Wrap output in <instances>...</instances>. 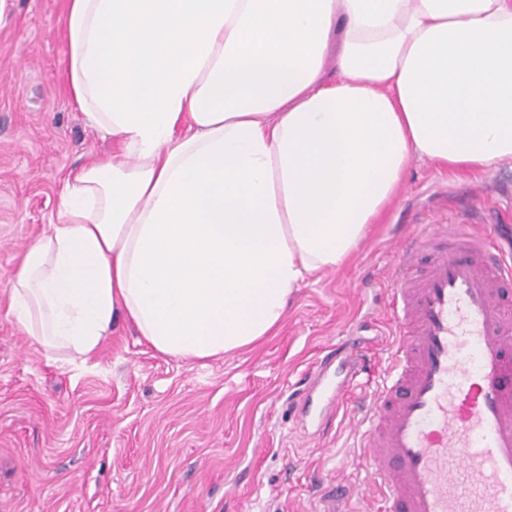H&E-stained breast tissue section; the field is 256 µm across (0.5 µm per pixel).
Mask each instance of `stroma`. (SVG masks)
Masks as SVG:
<instances>
[{
  "mask_svg": "<svg viewBox=\"0 0 512 512\" xmlns=\"http://www.w3.org/2000/svg\"><path fill=\"white\" fill-rule=\"evenodd\" d=\"M66 0H0V512H318L351 466L356 400L383 380L392 243L414 224L496 229L512 250V161L417 160L354 256L288 299L282 324L206 363L169 358L118 321L89 360L46 354L8 315V277L55 216L67 174L110 153L67 87ZM365 369L333 415L301 380L336 342Z\"/></svg>",
  "mask_w": 512,
  "mask_h": 512,
  "instance_id": "1",
  "label": "stroma"
}]
</instances>
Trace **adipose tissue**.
<instances>
[{"label": "adipose tissue", "instance_id": "obj_1", "mask_svg": "<svg viewBox=\"0 0 512 512\" xmlns=\"http://www.w3.org/2000/svg\"><path fill=\"white\" fill-rule=\"evenodd\" d=\"M73 171L9 316L88 359L118 320L177 360L244 349L338 268L413 159L512 160V0H67Z\"/></svg>", "mask_w": 512, "mask_h": 512}]
</instances>
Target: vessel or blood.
<instances>
[{"mask_svg": "<svg viewBox=\"0 0 512 512\" xmlns=\"http://www.w3.org/2000/svg\"><path fill=\"white\" fill-rule=\"evenodd\" d=\"M390 298L388 376L352 458L373 480L321 512H512V255L467 224L421 226L395 245Z\"/></svg>", "mask_w": 512, "mask_h": 512, "instance_id": "b4317fda", "label": "vessel or blood"}]
</instances>
